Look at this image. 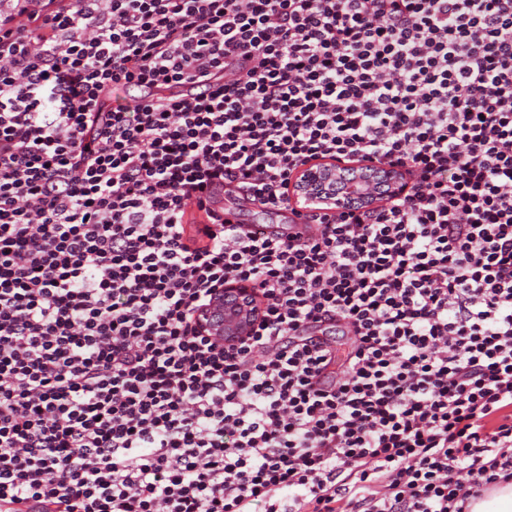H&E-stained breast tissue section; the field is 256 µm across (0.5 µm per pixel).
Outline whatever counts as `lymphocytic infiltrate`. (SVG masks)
I'll return each instance as SVG.
<instances>
[{"label": "lymphocytic infiltrate", "instance_id": "f902f5d3", "mask_svg": "<svg viewBox=\"0 0 512 512\" xmlns=\"http://www.w3.org/2000/svg\"><path fill=\"white\" fill-rule=\"evenodd\" d=\"M327 158L410 188L285 240L211 205L287 208ZM229 281L264 309L218 347ZM511 480L512 0L0 8V501L467 512ZM260 314L252 284L227 283L215 290L194 320L199 333L216 344H237L249 335Z\"/></svg>", "mask_w": 512, "mask_h": 512}]
</instances>
